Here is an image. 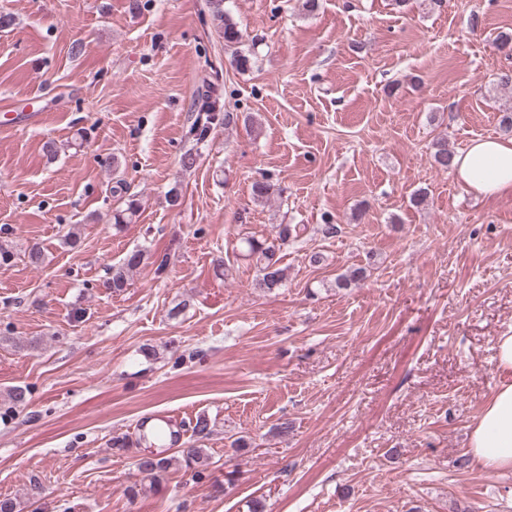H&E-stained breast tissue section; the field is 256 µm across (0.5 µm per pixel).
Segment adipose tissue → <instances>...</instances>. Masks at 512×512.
I'll return each mask as SVG.
<instances>
[{
  "label": "adipose tissue",
  "instance_id": "ef3b65f1",
  "mask_svg": "<svg viewBox=\"0 0 512 512\" xmlns=\"http://www.w3.org/2000/svg\"><path fill=\"white\" fill-rule=\"evenodd\" d=\"M454 174L470 192L485 198L512 193V138H475L452 161ZM502 376L470 433L469 454L478 467L512 472V329L495 339Z\"/></svg>",
  "mask_w": 512,
  "mask_h": 512
}]
</instances>
